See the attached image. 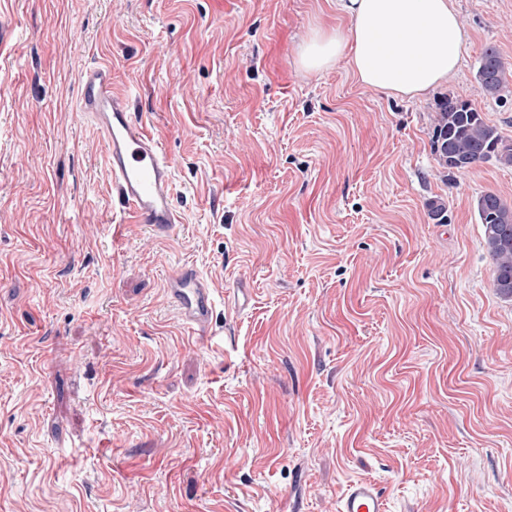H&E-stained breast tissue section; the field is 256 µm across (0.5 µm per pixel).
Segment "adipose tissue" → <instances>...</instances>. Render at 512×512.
<instances>
[{"mask_svg": "<svg viewBox=\"0 0 512 512\" xmlns=\"http://www.w3.org/2000/svg\"><path fill=\"white\" fill-rule=\"evenodd\" d=\"M349 26L313 31L301 44L308 73L346 62L361 86L415 99L458 68L465 32L453 0H335Z\"/></svg>", "mask_w": 512, "mask_h": 512, "instance_id": "1", "label": "adipose tissue"}]
</instances>
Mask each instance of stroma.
<instances>
[{
    "label": "stroma",
    "mask_w": 512,
    "mask_h": 512,
    "mask_svg": "<svg viewBox=\"0 0 512 512\" xmlns=\"http://www.w3.org/2000/svg\"><path fill=\"white\" fill-rule=\"evenodd\" d=\"M467 42L425 97L304 73L335 0H0V512H512V300L474 208L512 166L445 177L435 104L512 139V0H455ZM112 70L173 166L159 239L78 110ZM442 198L444 224L426 203ZM217 291L211 335L168 275ZM479 91L487 97L499 98L507 86L506 70L498 49L486 47L476 72ZM167 293L178 314L196 334H209V320L216 306L215 289L211 282L193 266H181L167 281ZM337 502V512H388L382 489L370 480L350 482Z\"/></svg>",
    "instance_id": "stroma-1"
}]
</instances>
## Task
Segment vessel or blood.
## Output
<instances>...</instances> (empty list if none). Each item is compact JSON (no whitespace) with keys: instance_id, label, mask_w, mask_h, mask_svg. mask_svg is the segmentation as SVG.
Masks as SVG:
<instances>
[{"instance_id":"vessel-or-blood-1","label":"vessel or blood","mask_w":512,"mask_h":512,"mask_svg":"<svg viewBox=\"0 0 512 512\" xmlns=\"http://www.w3.org/2000/svg\"><path fill=\"white\" fill-rule=\"evenodd\" d=\"M79 100L81 112L102 137L112 185L131 217L149 226L155 236H171L178 222L173 173L160 142L138 127L128 97L113 93L108 68L86 72ZM167 293L184 325L197 334H208L216 306L210 281L195 267L185 265L170 275ZM337 512H387L386 499L373 481L356 480L339 496Z\"/></svg>"}]
</instances>
